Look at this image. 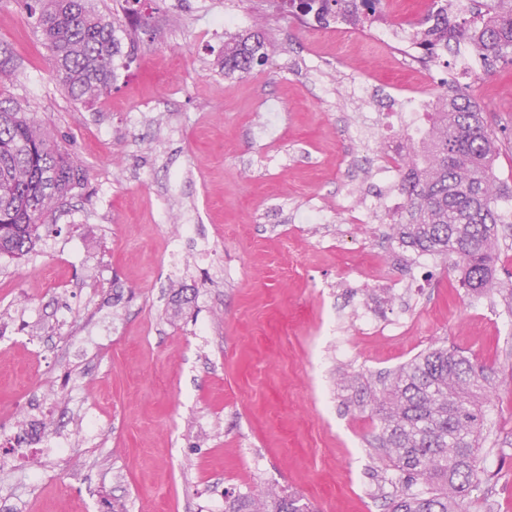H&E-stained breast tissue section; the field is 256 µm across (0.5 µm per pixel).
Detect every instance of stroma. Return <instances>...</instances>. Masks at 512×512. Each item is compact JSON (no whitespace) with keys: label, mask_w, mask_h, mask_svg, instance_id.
Masks as SVG:
<instances>
[{"label":"stroma","mask_w":512,"mask_h":512,"mask_svg":"<svg viewBox=\"0 0 512 512\" xmlns=\"http://www.w3.org/2000/svg\"><path fill=\"white\" fill-rule=\"evenodd\" d=\"M225 12L236 25L216 28ZM147 13L132 62L88 106L60 91L21 0H0L6 94L86 173L33 253L0 257V448L22 451L0 487L27 512H224L271 487L310 512H386L395 475L373 395L440 346L494 370L489 479L467 510L512 512V305L468 292L448 259L419 266L384 220L336 211L382 191L344 87L390 72L427 94L467 90L512 186V63L477 82L450 51L414 67L371 29L331 41L272 0ZM255 28L267 59L225 73V40ZM265 122L276 139L257 135ZM311 209L328 223H303ZM187 219L214 251L174 269ZM52 432L72 436L69 457L39 452Z\"/></svg>","instance_id":"1"}]
</instances>
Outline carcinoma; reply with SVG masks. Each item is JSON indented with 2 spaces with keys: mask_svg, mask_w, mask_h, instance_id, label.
<instances>
[{
  "mask_svg": "<svg viewBox=\"0 0 512 512\" xmlns=\"http://www.w3.org/2000/svg\"><path fill=\"white\" fill-rule=\"evenodd\" d=\"M294 16L315 13L365 29L382 16L381 0H281ZM51 52L64 94L93 104L112 90L122 53L116 22L85 0H25ZM431 28L424 37H452L489 62L512 61V0H493L488 13H474L448 27L447 0H432ZM257 33L224 42V72H248L266 60ZM11 73L0 69V255L22 258L40 240V228L82 185L84 172L71 153L20 107L1 95ZM427 113L425 136L398 162L407 202L387 215L393 234L417 253L448 258L463 285L483 296L497 291L498 225L509 215L500 202L512 189L493 167L498 136L465 90L441 97ZM494 371L458 351L434 348L388 374L375 395L382 451L398 486L389 512H467V500L487 480L480 466L488 429L487 389ZM228 512H304L300 498L279 496L274 505L242 500Z\"/></svg>",
  "mask_w": 512,
  "mask_h": 512,
  "instance_id": "cac0c4a2",
  "label": "carcinoma"
}]
</instances>
